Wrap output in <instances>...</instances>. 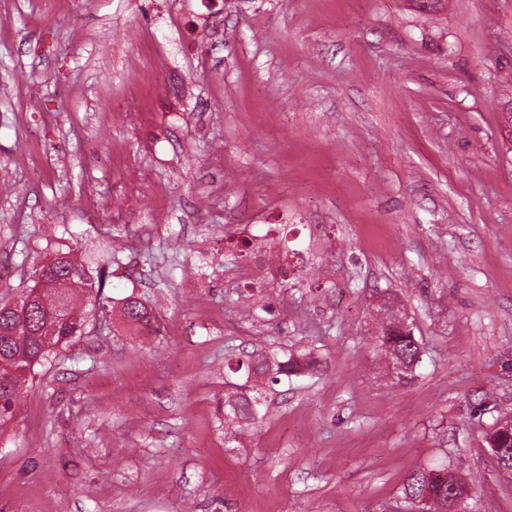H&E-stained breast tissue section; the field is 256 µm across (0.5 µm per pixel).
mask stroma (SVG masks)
Returning <instances> with one entry per match:
<instances>
[{
  "instance_id": "obj_1",
  "label": "stroma",
  "mask_w": 512,
  "mask_h": 512,
  "mask_svg": "<svg viewBox=\"0 0 512 512\" xmlns=\"http://www.w3.org/2000/svg\"><path fill=\"white\" fill-rule=\"evenodd\" d=\"M511 102L512 0H0V295L83 244L115 307L36 369L0 512H395L438 464L512 512ZM262 346L319 371L225 447ZM121 317L132 325L151 328L154 322L150 310L138 299L127 298L121 308ZM381 321L376 332L371 336L373 351L384 361L390 371L391 367L401 368L392 375L398 382L409 381L414 378L416 368L421 362V347L418 340L411 336V326L407 336L403 334V324L407 321L405 311L392 303L377 306ZM489 445L499 465L512 470V422L501 423L491 434Z\"/></svg>"
}]
</instances>
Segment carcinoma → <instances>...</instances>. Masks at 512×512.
Wrapping results in <instances>:
<instances>
[{"label":"carcinoma","mask_w":512,"mask_h":512,"mask_svg":"<svg viewBox=\"0 0 512 512\" xmlns=\"http://www.w3.org/2000/svg\"><path fill=\"white\" fill-rule=\"evenodd\" d=\"M82 261L73 249L57 250L32 272L31 285L10 299L0 298V433L16 420L34 369L52 363L60 350L85 335L83 301H96L102 313L109 304ZM377 312L380 322L372 335L373 351L387 367L400 366L394 379L409 381L420 363L421 347L413 336L403 334L406 313L388 303L377 306ZM121 317L146 329L154 322L147 306L132 298L122 305ZM318 367L317 359L307 352L282 355L270 347L229 360L228 368L244 371L246 382L252 383L245 393L224 394L218 407L230 438L251 435L265 419L267 405L258 386L315 373ZM489 445L499 465L512 470V422L496 428ZM404 495L418 503L420 512H448L450 502L468 498V491L455 471L443 479L436 470L418 469L410 475Z\"/></svg>","instance_id":"carcinoma-1"}]
</instances>
